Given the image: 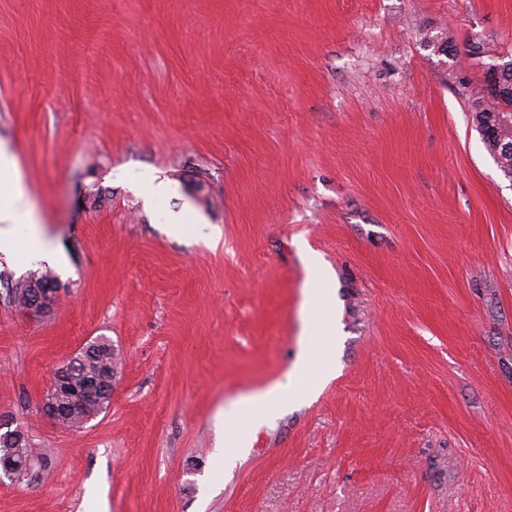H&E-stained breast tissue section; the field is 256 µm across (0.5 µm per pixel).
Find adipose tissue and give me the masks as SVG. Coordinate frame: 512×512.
Wrapping results in <instances>:
<instances>
[{"label": "adipose tissue", "mask_w": 512, "mask_h": 512, "mask_svg": "<svg viewBox=\"0 0 512 512\" xmlns=\"http://www.w3.org/2000/svg\"><path fill=\"white\" fill-rule=\"evenodd\" d=\"M27 188L12 154L0 146V252H24L26 260L55 258L52 244L45 238L40 219L33 207L17 208L26 199ZM313 333L322 336L320 345L305 343L289 372L287 385H272L244 400L252 426H260L270 415L308 397L311 391L335 370V346L332 326L313 325Z\"/></svg>", "instance_id": "ef3b65f1"}]
</instances>
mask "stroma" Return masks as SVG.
Listing matches in <instances>:
<instances>
[{
  "instance_id": "obj_1",
  "label": "stroma",
  "mask_w": 512,
  "mask_h": 512,
  "mask_svg": "<svg viewBox=\"0 0 512 512\" xmlns=\"http://www.w3.org/2000/svg\"><path fill=\"white\" fill-rule=\"evenodd\" d=\"M493 53L512 0H0V145L66 259L32 320L0 254V434L50 455L0 512H512V181L472 121ZM310 252L336 375L255 429ZM99 336L109 405L54 425V369Z\"/></svg>"
}]
</instances>
